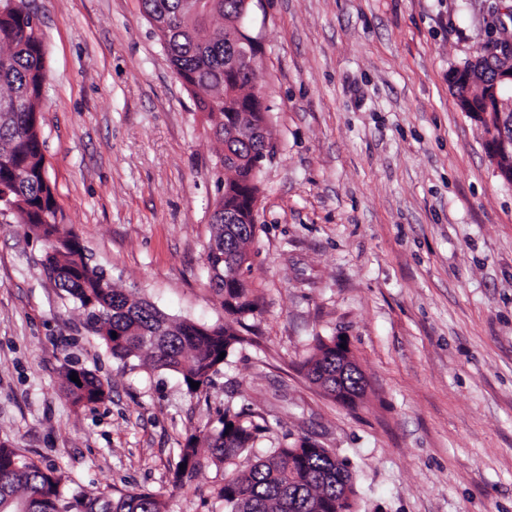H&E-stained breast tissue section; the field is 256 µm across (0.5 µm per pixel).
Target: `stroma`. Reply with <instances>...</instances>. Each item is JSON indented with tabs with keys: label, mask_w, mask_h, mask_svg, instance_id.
<instances>
[{
	"label": "stroma",
	"mask_w": 512,
	"mask_h": 512,
	"mask_svg": "<svg viewBox=\"0 0 512 512\" xmlns=\"http://www.w3.org/2000/svg\"><path fill=\"white\" fill-rule=\"evenodd\" d=\"M512 0H259L255 83L273 156L259 175L248 280L252 344L189 391L113 359L47 276L45 240L0 216V443L71 492L159 495L224 512L223 469L177 485L175 450L225 407L270 430L236 461L308 436L347 460L357 512H512V185L449 75ZM46 49L39 109L57 220L116 288L213 324L206 251L222 143L174 73L141 0H31ZM344 338L355 407L301 369ZM71 369L104 401L72 405Z\"/></svg>",
	"instance_id": "1"
}]
</instances>
